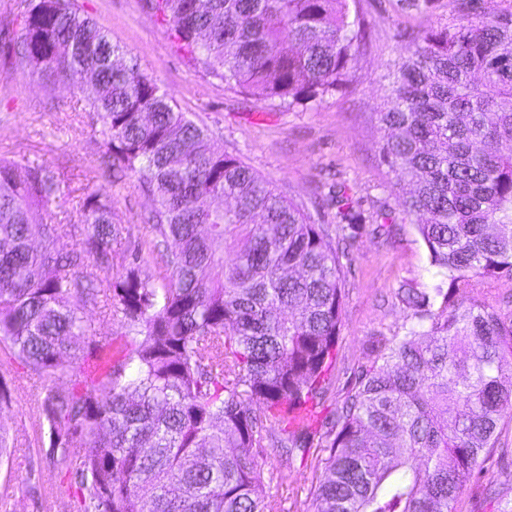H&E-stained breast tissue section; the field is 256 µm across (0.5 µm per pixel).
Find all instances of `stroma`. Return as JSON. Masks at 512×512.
<instances>
[{
	"label": "stroma",
	"instance_id": "obj_1",
	"mask_svg": "<svg viewBox=\"0 0 512 512\" xmlns=\"http://www.w3.org/2000/svg\"><path fill=\"white\" fill-rule=\"evenodd\" d=\"M76 4L81 16L93 20L128 61L152 76L189 119L207 130L216 152L239 158L321 223H335L329 199L340 185L369 218L397 212L400 188L379 155L384 132L377 114L386 99V75L405 46L427 29L452 22L450 0H432L425 10L401 6L399 0H350L367 33L351 84L322 102L292 108L259 100L214 77L180 47L148 0ZM13 60V49L0 44V157L29 159L63 173L62 190L48 205L53 221L80 222L88 193L111 196L121 227L114 250L142 246L141 272L158 278L163 261L149 249L152 198L134 177L111 182L99 176L105 141L101 123L82 95L43 81ZM340 262L346 278L343 323L326 395L312 425L316 437L334 421L355 383L354 370L375 358L377 341L399 334L404 320L397 297L401 285L408 282L424 291L445 278L431 265L414 225L401 220L361 225ZM11 373L16 400L0 412V426L10 441V457L0 465V487H8L11 495L0 512H46L49 489L75 478L63 476L41 452L39 405L45 379L18 365ZM314 465L311 459L294 461L288 479L271 484L270 493L283 512H313ZM505 498L512 499L510 418L501 421L495 454L468 482L457 509L497 512Z\"/></svg>",
	"mask_w": 512,
	"mask_h": 512
}]
</instances>
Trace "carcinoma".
I'll return each mask as SVG.
<instances>
[{
    "instance_id": "cac0c4a2",
    "label": "carcinoma",
    "mask_w": 512,
    "mask_h": 512,
    "mask_svg": "<svg viewBox=\"0 0 512 512\" xmlns=\"http://www.w3.org/2000/svg\"><path fill=\"white\" fill-rule=\"evenodd\" d=\"M23 2L17 60L86 98L103 163L155 201L153 247L174 243L161 282L124 256L99 288L120 235L112 199L91 193L83 223H53L61 174L0 160V344L50 380L42 430L56 468L77 479L78 512H279L266 486L286 475L264 462L271 447L289 461L309 455V414L342 323L338 243L266 178L215 152L73 0ZM452 2L451 24L403 49L378 113L382 162L410 186L398 215L449 284L399 289L403 335L359 367L326 431L314 512H457L512 412V320L466 291L512 276V3ZM152 7L209 73L290 107L346 87L363 39L349 0ZM331 203L337 229L364 223L346 191ZM65 236L75 248H58ZM100 301L121 318L117 340L81 316ZM76 337L87 370L61 386ZM116 341L120 355L99 368Z\"/></svg>"
}]
</instances>
